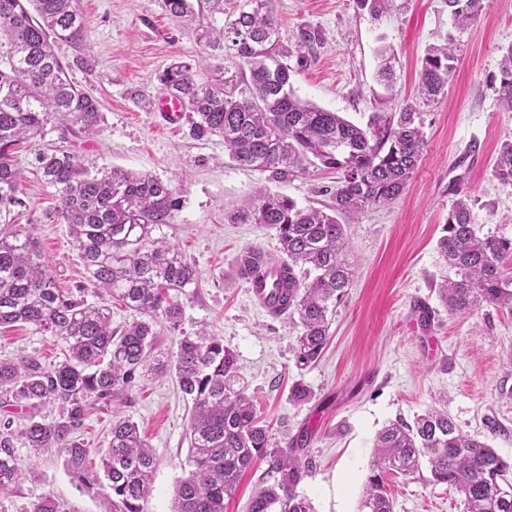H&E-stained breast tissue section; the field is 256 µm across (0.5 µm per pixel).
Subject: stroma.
I'll use <instances>...</instances> for the list:
<instances>
[{
    "label": "stroma",
    "mask_w": 512,
    "mask_h": 512,
    "mask_svg": "<svg viewBox=\"0 0 512 512\" xmlns=\"http://www.w3.org/2000/svg\"><path fill=\"white\" fill-rule=\"evenodd\" d=\"M78 6L87 24L84 52L95 64L73 67L71 77L100 101L104 123L96 137L69 148L88 168L118 167L170 183L178 204L163 232L198 271L196 286L177 296L181 325L165 331L160 349L173 353L181 334L201 329L223 339L262 416L273 423L287 420L289 436L307 434L297 492L314 512H358L377 433L431 408L447 411L463 432L487 440L511 461L512 315L486 304L449 314L438 294L446 268L437 241L462 191L472 200L481 233L512 235V223L503 221L512 213V182L493 175L499 146L512 137V112L504 110L493 84L512 45V0H483L481 14L460 30L444 0H395L377 17L357 9L355 0H273L285 40L304 25L323 33L307 66L292 75L294 95L358 125L372 113L417 101L425 50L447 33L456 38V69L446 95L425 108L426 146L406 189L347 227L357 278L332 318L324 355L305 369L294 356L299 324L257 307L235 274L246 247L280 258L276 229L233 224L227 215L254 204L263 189L301 207L327 209L337 173L313 167L284 184L268 181L264 173L240 168L221 138L194 137L189 118L172 125L151 108L161 92L157 75L173 60L202 74L215 64L194 24L167 15L162 0H78ZM155 24L167 30L166 39L153 36ZM383 44L396 54L389 90L376 76V50ZM59 143L49 125L35 145L15 152L24 178L17 221L31 224L58 286L73 289L83 284L84 269L65 225L45 219L55 192L32 166L35 150ZM418 301L432 322H418ZM62 350L48 333L22 326L0 332V359L34 356L50 365L61 360ZM298 381L310 391L302 403L291 397ZM117 416L136 422L155 453L149 512H168L187 474L190 417L173 374L148 375L127 398L91 412L79 437L92 467L101 465ZM492 423L497 433H490ZM17 455L26 476L13 492L0 495V512H30L45 496L61 512H102L101 499L77 487L56 453L34 458L21 447ZM387 489L394 512H463L459 494L433 484L426 470L411 478L389 476Z\"/></svg>",
    "instance_id": "35a3bbf8"
}]
</instances>
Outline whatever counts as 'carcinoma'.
<instances>
[{
  "instance_id": "carcinoma-1",
  "label": "carcinoma",
  "mask_w": 512,
  "mask_h": 512,
  "mask_svg": "<svg viewBox=\"0 0 512 512\" xmlns=\"http://www.w3.org/2000/svg\"><path fill=\"white\" fill-rule=\"evenodd\" d=\"M445 3L457 28L483 8V0ZM163 6L174 18H199V42L221 60L205 77L180 60L159 75L166 91L191 112L194 136L221 138L239 166L266 173L272 182L286 183L315 161L342 172L327 212L262 191L257 203L231 215L237 224L277 229L285 258L248 247L238 256L237 275L247 282L280 265L272 293L301 325L295 359L308 367L326 348L331 317L356 273L341 220L351 223L403 193L422 157L423 113L406 104L373 113L361 127L300 101L290 90L288 60L307 64L323 35L302 27L294 44L285 43L272 0H163ZM85 36L77 0H0V329L29 325L66 345L64 358L50 367L33 357L0 360V397L30 409L19 427L11 418L0 420V493L24 479L20 444L36 457L56 451L79 487L103 500L105 512H148L156 458L138 425L112 422L99 470L89 466V450L76 433L90 410L125 398L146 372L172 371L192 415L189 471L176 486L170 512H224V499L241 476L261 465L262 485L248 512H314L295 491L304 474L295 455L302 437L288 438L285 428L281 440L272 438L222 339L201 330L181 336L171 355L159 350L162 331L178 328L183 315L173 293L197 282L195 265L156 236L176 207L169 183L120 169L93 173L57 147L36 153L37 169L58 201L47 220L67 225L85 270L86 284L74 293L58 288L32 231L9 219L12 208L22 205L20 171L9 150L33 142L50 123L58 124L63 140L100 131V102L70 77L72 66L88 63L81 56ZM454 41L448 34L421 59L419 96L426 105L445 94L455 69ZM62 46L77 55L67 59ZM379 59L378 76L390 87L393 55L382 49ZM496 92L511 111L512 46L503 55ZM493 174L512 181V139L501 143ZM438 249L453 273L438 290L450 313L466 314L482 304L512 313V276L506 273L512 236L481 233L472 221L470 196L454 202ZM88 288L100 304L87 303ZM111 301L135 315L120 331L111 327ZM47 403L57 405L49 421L38 415ZM373 448L359 512H393L386 476L413 477L424 466L432 482L461 493L463 512H512V463L464 433L444 411L389 423Z\"/></svg>"
}]
</instances>
